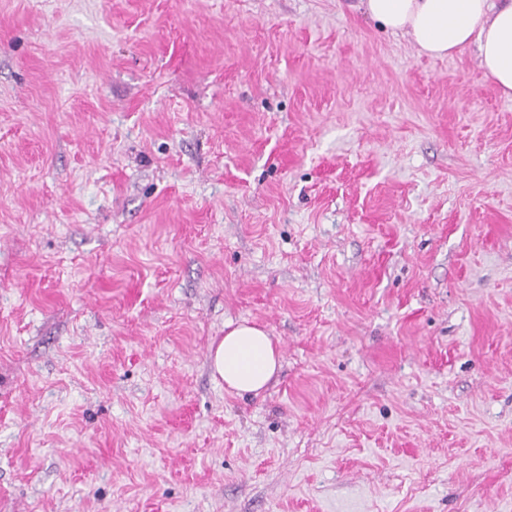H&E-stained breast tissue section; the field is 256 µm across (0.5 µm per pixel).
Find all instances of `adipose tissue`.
I'll return each instance as SVG.
<instances>
[{"label": "adipose tissue", "mask_w": 512, "mask_h": 512, "mask_svg": "<svg viewBox=\"0 0 512 512\" xmlns=\"http://www.w3.org/2000/svg\"><path fill=\"white\" fill-rule=\"evenodd\" d=\"M366 15L384 27L413 36L421 51L444 58L476 47L486 75L512 97V0H363ZM213 378L226 390L259 393L281 367V354L256 324H226L212 340Z\"/></svg>", "instance_id": "1"}]
</instances>
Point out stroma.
<instances>
[{"label": "stroma", "mask_w": 512, "mask_h": 512, "mask_svg": "<svg viewBox=\"0 0 512 512\" xmlns=\"http://www.w3.org/2000/svg\"><path fill=\"white\" fill-rule=\"evenodd\" d=\"M264 327L259 394L212 338ZM0 512H512V98L361 0H0ZM213 378L235 393H254L267 388L281 367V354L271 336L254 323L224 326V336L209 346Z\"/></svg>", "instance_id": "1"}]
</instances>
